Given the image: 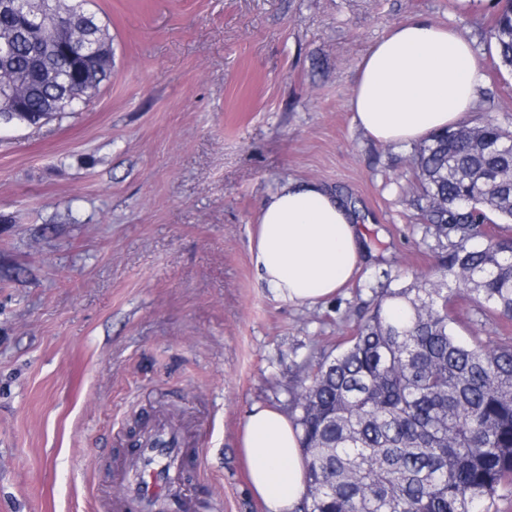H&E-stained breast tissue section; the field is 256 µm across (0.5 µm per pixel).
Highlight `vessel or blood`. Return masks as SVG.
Returning a JSON list of instances; mask_svg holds the SVG:
<instances>
[{
    "mask_svg": "<svg viewBox=\"0 0 512 512\" xmlns=\"http://www.w3.org/2000/svg\"><path fill=\"white\" fill-rule=\"evenodd\" d=\"M184 453L179 433L155 423L152 434L138 443L132 471L120 481L118 503L123 512H164L166 493L181 481Z\"/></svg>",
    "mask_w": 512,
    "mask_h": 512,
    "instance_id": "obj_1",
    "label": "vessel or blood"
}]
</instances>
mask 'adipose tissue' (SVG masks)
I'll list each match as a JSON object with an SVG mask.
<instances>
[{"label":"adipose tissue","mask_w":512,"mask_h":512,"mask_svg":"<svg viewBox=\"0 0 512 512\" xmlns=\"http://www.w3.org/2000/svg\"><path fill=\"white\" fill-rule=\"evenodd\" d=\"M482 80L470 39L421 18L393 25L359 63L349 108L374 139L410 145L455 128ZM257 276L289 305L334 297L365 260L352 212L315 182L288 181L264 200L251 240ZM250 494L266 512H294L306 492L301 433L280 410L256 405L239 434Z\"/></svg>","instance_id":"adipose-tissue-1"}]
</instances>
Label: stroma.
<instances>
[{"mask_svg":"<svg viewBox=\"0 0 512 512\" xmlns=\"http://www.w3.org/2000/svg\"><path fill=\"white\" fill-rule=\"evenodd\" d=\"M499 0H89L112 75L79 112L0 126V512H96L163 419L198 477L195 512H263L238 433L253 405L289 412L383 289L446 251L414 206L410 145L348 107L355 70L396 23L462 30L485 76L465 125L512 130ZM319 182L357 211L366 262L336 296L288 305L250 261L263 199ZM460 336L502 320L457 296Z\"/></svg>","mask_w":512,"mask_h":512,"instance_id":"1","label":"stroma"}]
</instances>
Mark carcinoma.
I'll return each instance as SVG.
<instances>
[{
  "instance_id": "obj_1",
  "label": "carcinoma",
  "mask_w": 512,
  "mask_h": 512,
  "mask_svg": "<svg viewBox=\"0 0 512 512\" xmlns=\"http://www.w3.org/2000/svg\"><path fill=\"white\" fill-rule=\"evenodd\" d=\"M87 0H55L42 24L71 23ZM512 0L490 30L512 68ZM111 70L82 75L0 12V77L25 92L34 123L73 112ZM512 132L488 119L436 134L413 155L417 205L448 242L434 277L382 294L339 352L317 363L292 411L307 493L294 512H489L512 488V339L464 342L449 283L512 320Z\"/></svg>"
}]
</instances>
